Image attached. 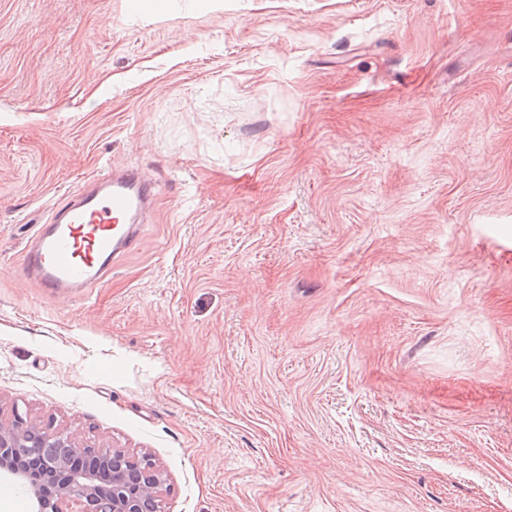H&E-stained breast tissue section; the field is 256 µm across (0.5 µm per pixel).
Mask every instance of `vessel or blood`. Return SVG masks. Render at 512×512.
Wrapping results in <instances>:
<instances>
[{
    "mask_svg": "<svg viewBox=\"0 0 512 512\" xmlns=\"http://www.w3.org/2000/svg\"><path fill=\"white\" fill-rule=\"evenodd\" d=\"M99 191L77 186L50 223L32 236L21 266L49 293L88 288L104 276L112 252L136 238L129 220L152 194L151 185L134 170L99 179Z\"/></svg>",
    "mask_w": 512,
    "mask_h": 512,
    "instance_id": "b4317fda",
    "label": "vessel or blood"
}]
</instances>
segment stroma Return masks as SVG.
<instances>
[{
	"mask_svg": "<svg viewBox=\"0 0 512 512\" xmlns=\"http://www.w3.org/2000/svg\"><path fill=\"white\" fill-rule=\"evenodd\" d=\"M138 169L90 288L21 268ZM166 512H512V0H0V410Z\"/></svg>",
	"mask_w": 512,
	"mask_h": 512,
	"instance_id": "35a3bbf8",
	"label": "stroma"
}]
</instances>
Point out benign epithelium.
<instances>
[{
    "mask_svg": "<svg viewBox=\"0 0 512 512\" xmlns=\"http://www.w3.org/2000/svg\"><path fill=\"white\" fill-rule=\"evenodd\" d=\"M0 479L21 486L34 512H159L166 484L146 455L104 438L82 445L70 431L40 429L17 413L0 417Z\"/></svg>",
    "mask_w": 512,
    "mask_h": 512,
    "instance_id": "1",
    "label": "benign epithelium"
}]
</instances>
